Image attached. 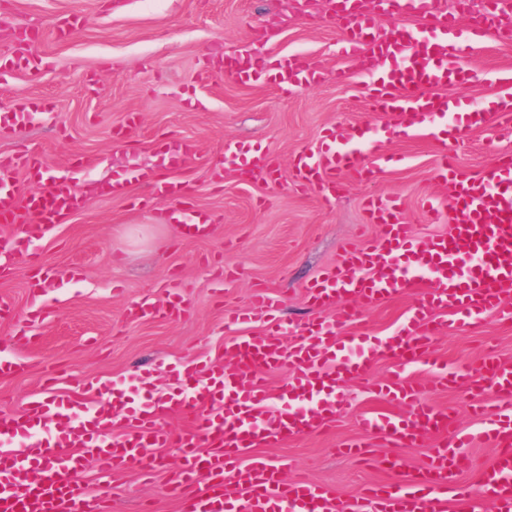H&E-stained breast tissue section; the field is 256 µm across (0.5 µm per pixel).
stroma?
Segmentation results:
<instances>
[{
    "instance_id": "obj_1",
    "label": "stroma",
    "mask_w": 512,
    "mask_h": 512,
    "mask_svg": "<svg viewBox=\"0 0 512 512\" xmlns=\"http://www.w3.org/2000/svg\"><path fill=\"white\" fill-rule=\"evenodd\" d=\"M76 14L79 28L58 42L54 28ZM275 18L279 34L273 44H252L253 27ZM25 26L41 32L36 46L39 70L0 76V109L10 110L22 98L47 104L50 120L18 132L0 128V153L24 140L40 158L46 175L73 167L86 203L59 227L50 240L34 243L42 268L55 280L43 294L46 315L36 321L35 347L23 350L27 365L0 378V414L14 413L43 395L48 373L59 370L58 394L105 400V381H122L148 372L146 396L160 399L170 390L172 368L219 359L226 339L239 330H263L270 314L251 310L242 326L224 321L226 309H251L256 288L281 297L277 316L284 322L285 342L313 311L306 284L336 263L345 243L372 245L379 230L364 208L367 196H397L402 219L416 235L446 232L447 213L429 215L425 202L440 189L437 155L420 137L390 132L385 146L392 161L385 173L365 181L346 176L345 189L325 201L313 190L293 187L291 163L303 149L316 147L331 128L357 144L368 128L388 129L390 121L368 109L369 91L359 79L336 82L341 33L324 0L288 10L284 0H0V54L14 44L13 31ZM253 47L257 57L296 54L320 65L324 80L315 86L279 91L268 86L242 87L226 81L213 56ZM467 82L449 87V95L478 104L496 97L484 75L512 70V41L496 39L473 49L465 59ZM137 124L127 141L112 139L114 126L127 113ZM195 141L198 151L181 177L190 188V207L209 213L214 223L207 237H183L179 225L160 223V208L172 201H148L147 191L131 185L127 197L100 195L97 186L129 166L152 165L157 151L171 138ZM238 140L273 157L281 172L274 183L224 162V143ZM462 173L476 175L499 153L512 152V137L498 126L459 129L451 142ZM85 165L74 168L75 160ZM222 181H214L215 166ZM234 272L224 281V269ZM33 272L16 268L0 275V296L15 307L12 319H0V341L9 340L18 322L31 312L27 283ZM178 283L190 314L180 320H127L130 305L163 302L171 283ZM418 294L401 296L367 310L360 330L371 336L393 335ZM512 359V321L491 316L479 331L452 324L432 339L434 354L451 364L477 363L486 349ZM393 362L369 369L364 380L349 381L344 395L347 414L327 429L287 443L257 449L256 454L283 476L303 474L332 486L345 500L376 482L393 481L377 457L399 458L402 474L418 473L426 446L375 449L374 459L339 454L340 445L356 439L362 414L384 408L373 386L390 377ZM163 463L149 477L131 472L103 475L89 467L84 475L112 491V512H178L167 494L168 472L181 462L175 448L161 451Z\"/></svg>"
}]
</instances>
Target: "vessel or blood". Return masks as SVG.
I'll return each mask as SVG.
<instances>
[{"label":"vessel or blood","instance_id":"b4317fda","mask_svg":"<svg viewBox=\"0 0 512 512\" xmlns=\"http://www.w3.org/2000/svg\"><path fill=\"white\" fill-rule=\"evenodd\" d=\"M329 10L343 30L340 52L357 62L370 79L374 112L393 119L402 134L426 132L438 156L437 181L444 193L431 199L430 213L447 206L452 218L448 233L421 238L400 215L397 200L369 199L370 223L380 228V241L369 246L344 245L336 264L321 271L306 286L315 317L300 326L292 344H283V324L272 319L258 333L235 336L224 344V358L201 367L172 370V393L163 403L135 404L124 383H105L104 403L80 402L65 396L31 399L24 410L0 415V512H112L107 487L91 491L77 476L94 463L104 472L150 475L161 464L160 451L177 448L181 465L170 471L167 490L179 512H450L451 502L468 512H512V361L486 351L477 366L440 369L435 384H467L470 406L482 418L479 436L494 447L490 463L474 466L460 455L452 435L453 406H436L420 380L395 375L377 384L382 400L406 406L393 417L362 418L364 439L348 443L343 454L361 455L366 438L376 437L400 448L427 442L432 446L421 475L401 483H378L362 492L357 504L338 498L329 486L304 478L284 480L261 460L244 463L251 449L279 444L323 431L336 413L348 407L341 391L352 379H362L375 363L430 364L429 344L441 330L439 312L480 329L488 313L512 317V154L499 155L483 174H462L448 145L444 119L461 112L466 127L498 123L512 131V72L490 78L498 87L488 108L461 105L446 94L448 85L463 80L462 61L489 35L512 30V0H485L468 38L456 30L455 13L438 0H396L395 23L388 34H376L379 19L368 0H331ZM224 76L240 84H264L275 89L317 83L316 65L279 56L269 62L243 49L225 57ZM37 100L20 101L0 114V125L23 129L44 113ZM334 130H325L317 148L299 152L291 166L292 184L312 188L322 200L341 189L338 176L351 172L365 179L379 176L389 157L380 140L366 152L336 144ZM196 152L186 139H171L158 154L156 166L137 168L103 182V195L126 197L130 184L148 187L155 197L183 203L185 188L163 179V171L179 168ZM227 164L251 173L276 177L272 157L243 145L226 143ZM42 183L41 191L20 194L18 175ZM44 168L22 146L0 155V224L12 227L23 244L0 250V271L38 264L27 241L43 239L81 210L85 201L71 177L43 184ZM417 289L418 299L397 335L371 338L355 333L363 310ZM350 304H343V297ZM190 308L178 289H170L160 304L143 302L129 311L132 319L187 316ZM283 372L277 407H268V374ZM173 414L189 426L175 434L164 428ZM233 471L234 485L224 481ZM473 481H463L464 472Z\"/></svg>","mask_w":512,"mask_h":512}]
</instances>
